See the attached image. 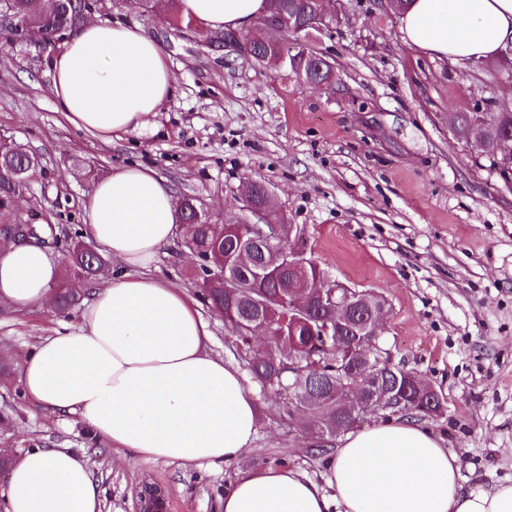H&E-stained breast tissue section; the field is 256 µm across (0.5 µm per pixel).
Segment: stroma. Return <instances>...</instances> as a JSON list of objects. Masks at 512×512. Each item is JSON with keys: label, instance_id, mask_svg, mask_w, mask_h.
I'll return each mask as SVG.
<instances>
[{"label": "stroma", "instance_id": "1", "mask_svg": "<svg viewBox=\"0 0 512 512\" xmlns=\"http://www.w3.org/2000/svg\"><path fill=\"white\" fill-rule=\"evenodd\" d=\"M339 23L311 33L334 85L296 81L246 61L210 31L177 29L138 0H107L94 20L140 27L167 55L174 96L151 129L104 144L71 126L50 93L61 39L0 37V136L38 165L1 224L52 225L62 260L85 232V205L117 167L153 169L174 197L196 196L213 223L240 214L244 182L265 184L273 208L305 228L306 250L330 278L381 295L379 346L434 389L439 416L421 427L457 453L464 490L512 481V178L477 157L450 124L459 112L512 111V50L461 67L406 45L379 0H331ZM196 259L174 239L154 275L192 292ZM80 308L20 311L0 301V452L67 448L86 462L102 512H143L154 486L165 512H221L236 473L289 466L323 482L327 456L288 418V397L260 398L251 449L218 468L143 463L94 435L76 415L29 398L22 359L77 327Z\"/></svg>", "mask_w": 512, "mask_h": 512}]
</instances>
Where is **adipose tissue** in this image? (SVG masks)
<instances>
[{"label":"adipose tissue","mask_w":512,"mask_h":512,"mask_svg":"<svg viewBox=\"0 0 512 512\" xmlns=\"http://www.w3.org/2000/svg\"><path fill=\"white\" fill-rule=\"evenodd\" d=\"M212 32L252 26L265 0H180ZM400 32L410 47L457 63L494 58L512 42V0H407ZM52 93L67 121L102 142L148 130L173 92L161 46L139 28L89 21L53 59ZM88 232L121 271L94 285L77 330L25 355L29 396L77 414L92 432L140 461L217 465L256 437L259 413L239 371L212 355L211 332L188 294L150 275L180 221L173 192L153 170L116 168L85 206ZM62 268L35 243L0 248V299L48 302ZM336 490L328 496L326 487ZM5 512H101L82 458L33 448L9 471ZM222 512H512V483L464 491L457 455L408 421L349 433L325 485L288 467L236 475Z\"/></svg>","instance_id":"obj_1"}]
</instances>
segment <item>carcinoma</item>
Instances as JSON below:
<instances>
[{
  "label": "carcinoma",
  "instance_id": "1",
  "mask_svg": "<svg viewBox=\"0 0 512 512\" xmlns=\"http://www.w3.org/2000/svg\"><path fill=\"white\" fill-rule=\"evenodd\" d=\"M6 2L11 16L22 23L28 35L51 39L72 31L95 8L104 7L103 0H56L48 5L46 0H0ZM179 0H155L143 3L144 11L154 14L163 7L166 17L174 26H191L178 11ZM315 0H267L266 14L277 11L289 20L288 29L296 30L313 17ZM278 57L274 45L254 47L249 60L270 65ZM284 68L313 81L331 83L332 66L313 61L284 64ZM478 155L495 164L512 166V112H492L479 133ZM35 170V159L21 148L0 140V210L7 211L23 186V180ZM181 220L191 225L185 246L197 255L199 261L219 253L224 255V271L236 275L238 287L228 290L224 282L206 277L194 269L192 285L198 288L202 300L213 310L224 309V325L234 340L236 354L246 365L251 378L263 394L273 398L290 386L291 393L308 403L311 417L303 421L304 428L318 433L319 438L336 436V421L343 422L341 432L350 430L353 420L339 402L338 393L344 390L339 375L353 373L352 381L366 388L380 380L383 390L398 394L403 399V411L408 414L433 416L440 412L442 402L438 397H420L411 386L409 374L396 367H388V359L378 360L381 352L372 344L373 329L365 325L360 310L358 319L345 323L331 315L335 333L325 342L314 335L315 319L328 316L327 309H297L289 300L288 283L294 272L282 268L281 253L288 239L302 238V229L295 224H284L282 238L273 240L256 255L253 268L239 267L237 249L239 240L234 225L226 224L215 229L198 219L201 212L199 200L184 195L178 202ZM80 242L67 250V271L72 280L59 287L54 305L65 311L78 303L82 287L96 277L99 262L79 251ZM302 275L309 285L327 277L320 263L308 258Z\"/></svg>",
  "mask_w": 512,
  "mask_h": 512
}]
</instances>
